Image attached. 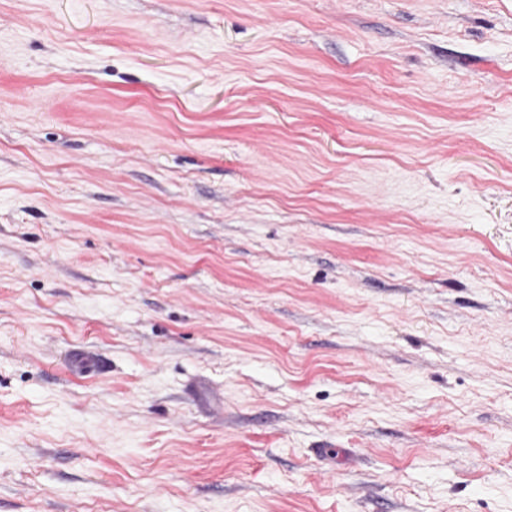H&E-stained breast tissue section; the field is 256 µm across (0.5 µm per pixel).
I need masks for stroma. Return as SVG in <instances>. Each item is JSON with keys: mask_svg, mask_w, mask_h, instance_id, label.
Listing matches in <instances>:
<instances>
[{"mask_svg": "<svg viewBox=\"0 0 512 512\" xmlns=\"http://www.w3.org/2000/svg\"><path fill=\"white\" fill-rule=\"evenodd\" d=\"M0 512H512V0H0Z\"/></svg>", "mask_w": 512, "mask_h": 512, "instance_id": "stroma-1", "label": "stroma"}]
</instances>
